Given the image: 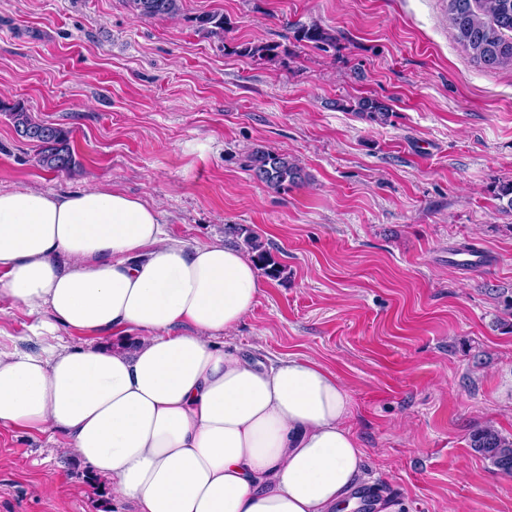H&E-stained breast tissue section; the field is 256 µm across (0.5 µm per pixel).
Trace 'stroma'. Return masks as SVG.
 Returning <instances> with one entry per match:
<instances>
[{
    "label": "stroma",
    "instance_id": "35a3bbf8",
    "mask_svg": "<svg viewBox=\"0 0 512 512\" xmlns=\"http://www.w3.org/2000/svg\"><path fill=\"white\" fill-rule=\"evenodd\" d=\"M224 14L223 39L192 19ZM317 21L336 45L289 39ZM245 41L286 55L239 56ZM373 96L386 123L351 109ZM0 101L71 132L55 175L0 112V188L113 187L157 205L177 237H258L280 264L225 348L314 358L346 385L365 488L403 512H512V477L469 434L512 436V67L457 43L448 0H182L145 20L124 0H0ZM258 146L308 178L274 191ZM473 249L482 265H460ZM0 304V346L83 336ZM60 436L0 433V512H124Z\"/></svg>",
    "mask_w": 512,
    "mask_h": 512
}]
</instances>
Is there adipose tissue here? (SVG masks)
<instances>
[{
  "label": "adipose tissue",
  "instance_id": "obj_1",
  "mask_svg": "<svg viewBox=\"0 0 512 512\" xmlns=\"http://www.w3.org/2000/svg\"><path fill=\"white\" fill-rule=\"evenodd\" d=\"M263 286L239 250L170 235L124 191L0 189V302L90 337L0 348V432L61 434L133 512H351L363 453L345 385L215 342Z\"/></svg>",
  "mask_w": 512,
  "mask_h": 512
}]
</instances>
